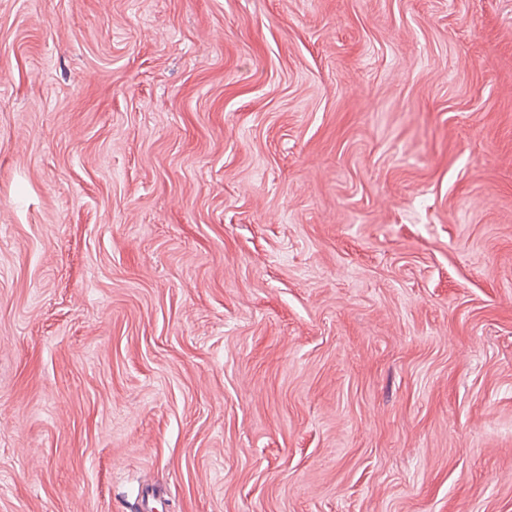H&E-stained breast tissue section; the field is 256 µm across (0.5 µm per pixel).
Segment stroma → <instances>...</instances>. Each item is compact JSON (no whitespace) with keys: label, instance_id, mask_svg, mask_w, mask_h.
<instances>
[{"label":"stroma","instance_id":"stroma-1","mask_svg":"<svg viewBox=\"0 0 512 512\" xmlns=\"http://www.w3.org/2000/svg\"><path fill=\"white\" fill-rule=\"evenodd\" d=\"M512 512V0H0V512Z\"/></svg>","mask_w":512,"mask_h":512}]
</instances>
